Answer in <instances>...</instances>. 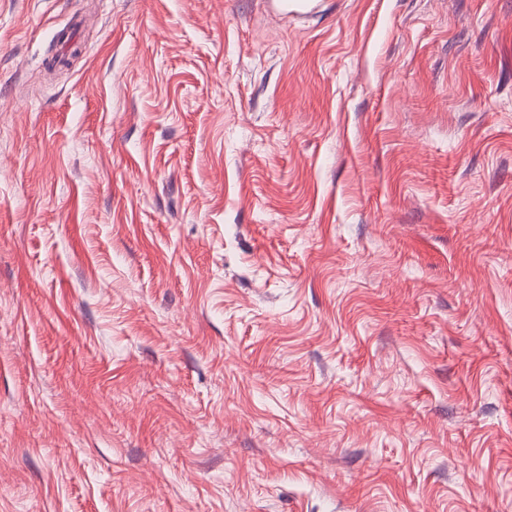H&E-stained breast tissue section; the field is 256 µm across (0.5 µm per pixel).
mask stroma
Returning <instances> with one entry per match:
<instances>
[{
    "instance_id": "stroma-1",
    "label": "stroma",
    "mask_w": 512,
    "mask_h": 512,
    "mask_svg": "<svg viewBox=\"0 0 512 512\" xmlns=\"http://www.w3.org/2000/svg\"><path fill=\"white\" fill-rule=\"evenodd\" d=\"M318 2L0 0V512H512V0Z\"/></svg>"
}]
</instances>
